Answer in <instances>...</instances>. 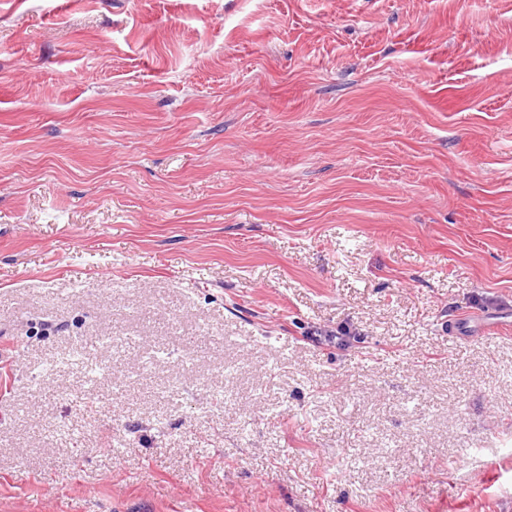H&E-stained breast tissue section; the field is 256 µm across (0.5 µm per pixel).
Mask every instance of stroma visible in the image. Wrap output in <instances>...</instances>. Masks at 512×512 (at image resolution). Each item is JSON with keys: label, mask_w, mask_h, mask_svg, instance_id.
<instances>
[{"label": "stroma", "mask_w": 512, "mask_h": 512, "mask_svg": "<svg viewBox=\"0 0 512 512\" xmlns=\"http://www.w3.org/2000/svg\"><path fill=\"white\" fill-rule=\"evenodd\" d=\"M1 345L0 512H512V0H0Z\"/></svg>", "instance_id": "35a3bbf8"}]
</instances>
